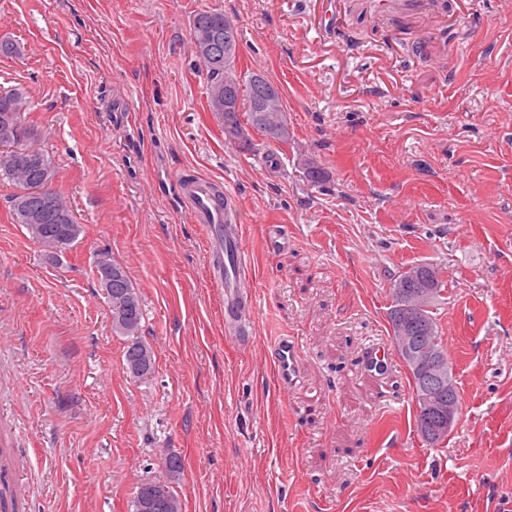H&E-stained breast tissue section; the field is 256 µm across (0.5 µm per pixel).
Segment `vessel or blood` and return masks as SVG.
Returning <instances> with one entry per match:
<instances>
[{
    "mask_svg": "<svg viewBox=\"0 0 512 512\" xmlns=\"http://www.w3.org/2000/svg\"><path fill=\"white\" fill-rule=\"evenodd\" d=\"M193 223L208 232V263L213 277L224 290L226 334H245L256 299L249 288L251 268L245 260L239 204L231 192L206 178L183 172L173 181ZM301 348L292 336H281L271 344L275 377L281 389L292 390L302 383Z\"/></svg>",
    "mask_w": 512,
    "mask_h": 512,
    "instance_id": "b4317fda",
    "label": "vessel or blood"
}]
</instances>
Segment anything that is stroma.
<instances>
[{
	"label": "stroma",
	"mask_w": 512,
	"mask_h": 512,
	"mask_svg": "<svg viewBox=\"0 0 512 512\" xmlns=\"http://www.w3.org/2000/svg\"><path fill=\"white\" fill-rule=\"evenodd\" d=\"M430 2L0 0V40L23 50L0 86L29 94L82 227L52 263L0 181V417L27 512H130L151 479L182 512H512V0ZM202 9L235 19L238 72L281 89L286 150L225 142L194 65ZM184 170L241 206L250 340L224 333L206 232L169 187ZM103 250L141 297L149 377L125 369ZM417 263L444 283L460 397L437 446L389 337L390 279ZM287 334L289 392L270 361ZM301 348L294 336H279L271 344V359L279 387L292 390L302 384Z\"/></svg>",
	"instance_id": "stroma-1"
}]
</instances>
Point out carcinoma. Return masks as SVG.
<instances>
[{"instance_id": "obj_1", "label": "carcinoma", "mask_w": 512, "mask_h": 512, "mask_svg": "<svg viewBox=\"0 0 512 512\" xmlns=\"http://www.w3.org/2000/svg\"><path fill=\"white\" fill-rule=\"evenodd\" d=\"M224 33V13L217 10H201L193 19L191 41L195 56L202 67L208 89L210 111L217 113L224 123V129L238 130L249 125L260 133L266 142L277 145L288 144V127L281 112H259L257 103L274 93L281 95L273 84L257 85L253 80H245L233 74L235 59L224 60V51L206 47L202 37L208 34ZM235 84L240 96L239 106L224 111V84ZM30 97L19 88H0V125L15 127V135L20 142L31 147V154L26 157L11 156L0 151V179L11 182L16 191L10 196L9 203L14 221L22 224L39 243L50 248H63L76 241L81 233L72 205L62 193L54 188L56 166L53 158L41 147L35 128L21 121V114L29 111ZM247 116V123H242L241 115ZM96 276L112 271V279L119 280L121 295L112 296L108 303L112 307L129 303L132 316L129 319L112 317V332L117 336H139L143 309L139 295L127 275L124 267L114 261L105 251L96 261ZM400 287L389 289L391 304L387 312L392 333H397L398 321L404 314H409L410 322L426 319L434 333H439L436 310L430 309L419 313H408L406 304L415 292L425 286L435 289V297H440L443 282L438 270L431 264L413 265L395 275Z\"/></svg>"}]
</instances>
